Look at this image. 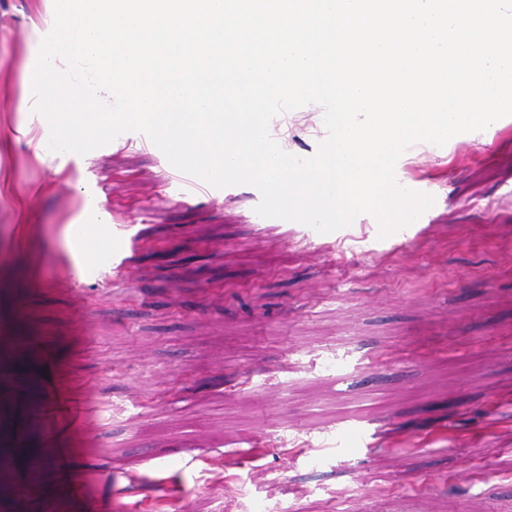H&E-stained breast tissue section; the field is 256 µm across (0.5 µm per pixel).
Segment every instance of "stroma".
I'll return each instance as SVG.
<instances>
[{"label": "stroma", "instance_id": "stroma-1", "mask_svg": "<svg viewBox=\"0 0 512 512\" xmlns=\"http://www.w3.org/2000/svg\"><path fill=\"white\" fill-rule=\"evenodd\" d=\"M53 18L0 0V337L23 339L0 350V512H512V116L400 157L434 198L410 231L321 233L250 185L184 192L133 131L50 152L29 103ZM323 116L270 131L307 158ZM91 189L129 274L66 237ZM18 438L69 469L14 492ZM129 225L115 224L113 228V239L115 245L111 253V265L113 272L117 274H128L125 254L135 246V238L128 233Z\"/></svg>", "mask_w": 512, "mask_h": 512}]
</instances>
